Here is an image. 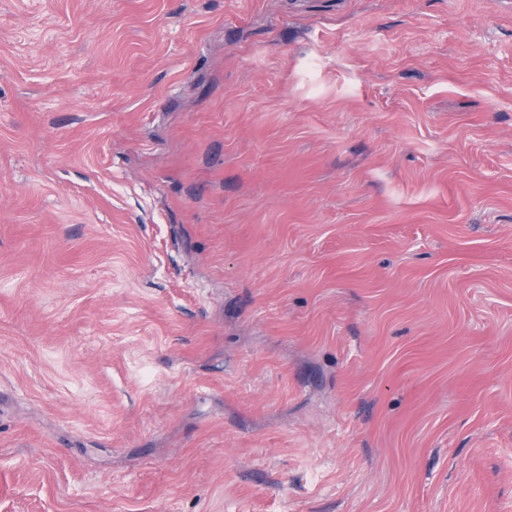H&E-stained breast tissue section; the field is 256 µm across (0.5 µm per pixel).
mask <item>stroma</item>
I'll list each match as a JSON object with an SVG mask.
<instances>
[{
	"label": "stroma",
	"mask_w": 512,
	"mask_h": 512,
	"mask_svg": "<svg viewBox=\"0 0 512 512\" xmlns=\"http://www.w3.org/2000/svg\"><path fill=\"white\" fill-rule=\"evenodd\" d=\"M0 512H512V0H0Z\"/></svg>",
	"instance_id": "obj_1"
}]
</instances>
